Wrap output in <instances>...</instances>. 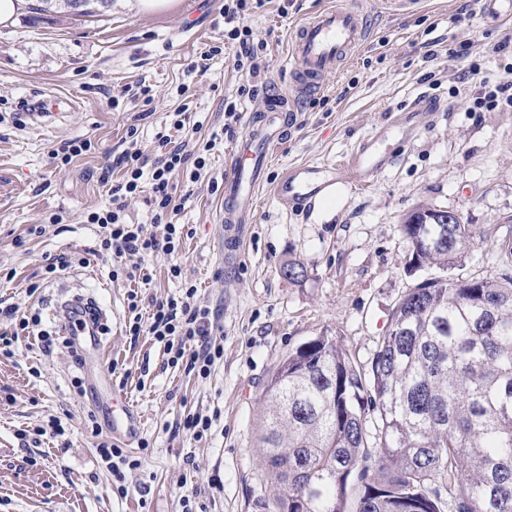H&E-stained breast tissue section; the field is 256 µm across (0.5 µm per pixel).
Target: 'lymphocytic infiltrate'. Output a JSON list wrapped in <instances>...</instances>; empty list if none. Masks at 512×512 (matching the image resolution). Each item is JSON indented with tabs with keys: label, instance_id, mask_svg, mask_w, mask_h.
I'll return each instance as SVG.
<instances>
[{
	"label": "lymphocytic infiltrate",
	"instance_id": "lymphocytic-infiltrate-1",
	"mask_svg": "<svg viewBox=\"0 0 512 512\" xmlns=\"http://www.w3.org/2000/svg\"><path fill=\"white\" fill-rule=\"evenodd\" d=\"M264 0H224V40L235 45L236 68L248 71V79L238 88V96L225 99L224 115L238 120L241 99H256L265 91L261 80L259 53L266 50L265 42L257 40L245 18ZM160 155L147 160L140 153L119 156L115 164L120 167V181L112 183L107 204L88 213L87 223L97 225L103 234L101 247L112 255L113 274L126 275L136 280L143 270L145 255L161 251L172 255L178 252L183 236L182 225L173 223L172 216L180 205L172 182L175 173L185 175L186 182H196L206 165V154L212 142L202 143L195 151L184 145L173 144L170 132L156 135ZM146 195L153 223L162 225V236L146 233L144 225L125 220V202ZM197 289L187 286L177 297L152 301L148 320L135 317L128 325L130 336H150L163 343L169 364H184L186 371L198 376H209L215 363L224 356V345L212 334L211 311L196 300Z\"/></svg>",
	"mask_w": 512,
	"mask_h": 512
}]
</instances>
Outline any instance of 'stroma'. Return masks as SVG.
Masks as SVG:
<instances>
[{
	"mask_svg": "<svg viewBox=\"0 0 512 512\" xmlns=\"http://www.w3.org/2000/svg\"><path fill=\"white\" fill-rule=\"evenodd\" d=\"M319 3L265 0L250 17L267 43L262 79L276 90L286 91L290 81V31ZM223 5L171 0L144 11L137 0H111L90 16L31 5L13 24L0 25V333L13 332L16 318L38 316L55 335L49 347L19 337L12 357H0V512H182L187 497L210 512H276L255 447L265 385L280 360L328 334L368 365L393 308L424 278L408 271L412 247L401 230L415 207L455 211L464 223L488 229L512 223V106L472 111L478 84L469 76L475 68L494 82L512 67V19L483 16L476 0H425L409 15L363 0L373 18L365 42L324 87L302 98L259 191L243 260L226 273L218 224L224 161L265 101L245 102L225 132L224 100L235 96L241 78L236 49L224 44ZM214 45L218 54L197 68ZM145 86L154 97L148 106L136 98ZM181 86L191 124L177 139L192 146L219 136L197 182L172 179L187 197L174 217L184 227L181 249L146 258L148 283L112 279L111 260L79 262L99 242L86 215L108 200L102 174L122 177L111 168L114 158L126 151L158 155L155 135L180 104ZM39 94L70 96L78 108L51 128L32 129L17 104ZM395 115L406 136L393 140L394 158L369 188L335 186L330 208L278 199L284 172L344 160ZM78 137L90 140V150L58 165L57 150ZM54 213L62 223H49ZM61 253L71 265L44 278L45 256ZM291 260L304 264L303 282L282 276ZM175 261L178 279L169 273ZM447 273L496 278L502 268L494 248L478 243ZM187 282L197 285L214 335L224 338V356L205 378L168 365L154 338L126 333L130 290L161 300ZM76 295L105 309L112 383L141 417L137 442L125 447L141 466L120 479L96 453L98 438L111 435L106 388L87 393L99 371L57 332L62 303ZM7 307L15 318L2 316ZM190 414L213 417L206 439L183 430ZM53 418L64 435L29 437ZM215 474L217 488L209 484Z\"/></svg>",
	"mask_w": 512,
	"mask_h": 512,
	"instance_id": "obj_1",
	"label": "stroma"
}]
</instances>
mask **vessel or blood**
<instances>
[{
	"instance_id": "1",
	"label": "vessel or blood",
	"mask_w": 512,
	"mask_h": 512,
	"mask_svg": "<svg viewBox=\"0 0 512 512\" xmlns=\"http://www.w3.org/2000/svg\"><path fill=\"white\" fill-rule=\"evenodd\" d=\"M367 33L366 15L360 8L325 6L314 10L297 25L289 49L291 81L299 95L319 89L326 78L362 45ZM297 102L282 94L272 95L261 113L250 115L248 132L234 145L224 169V204L221 236L224 261L236 265L248 224L253 223L258 191L263 185L274 151L284 138L283 115L295 111ZM387 135H373L350 160L335 167L337 179L351 186L366 187L391 160ZM321 166L311 165L288 173L276 186L284 202L313 200L329 183L321 179ZM66 331L77 345L89 346L99 365H106L104 343L97 334L87 301L75 299L65 305ZM111 432L131 441L138 432V416L128 397L112 392Z\"/></svg>"
}]
</instances>
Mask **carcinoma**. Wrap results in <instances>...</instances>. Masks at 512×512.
I'll list each match as a JSON object with an SVG mask.
<instances>
[{"label": "carcinoma", "mask_w": 512, "mask_h": 512, "mask_svg": "<svg viewBox=\"0 0 512 512\" xmlns=\"http://www.w3.org/2000/svg\"><path fill=\"white\" fill-rule=\"evenodd\" d=\"M446 218L407 215L416 269L487 240ZM494 243L512 269V235ZM259 448L278 512H512V274L409 289L367 369L326 334L289 353L265 387Z\"/></svg>", "instance_id": "obj_1"}]
</instances>
